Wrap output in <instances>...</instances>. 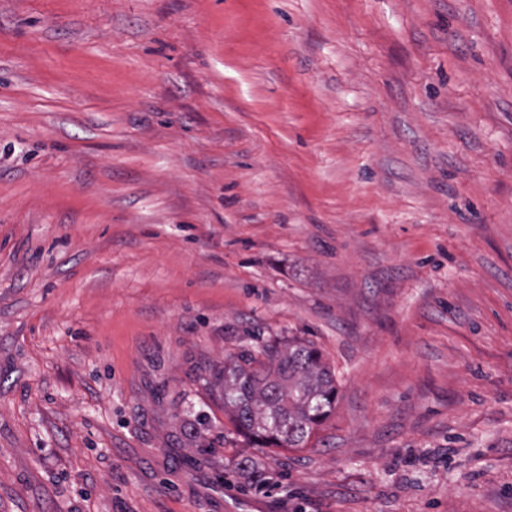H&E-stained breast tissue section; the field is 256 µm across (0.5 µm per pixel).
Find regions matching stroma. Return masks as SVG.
<instances>
[{"instance_id":"35a3bbf8","label":"stroma","mask_w":512,"mask_h":512,"mask_svg":"<svg viewBox=\"0 0 512 512\" xmlns=\"http://www.w3.org/2000/svg\"><path fill=\"white\" fill-rule=\"evenodd\" d=\"M0 512H512V0H0ZM212 380L222 385L224 413L235 432L252 448H303L336 406L334 374L302 343L243 349Z\"/></svg>"}]
</instances>
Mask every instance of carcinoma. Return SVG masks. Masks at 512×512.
I'll return each mask as SVG.
<instances>
[{
    "mask_svg": "<svg viewBox=\"0 0 512 512\" xmlns=\"http://www.w3.org/2000/svg\"><path fill=\"white\" fill-rule=\"evenodd\" d=\"M224 413L254 448H302L336 406L334 374L305 344L265 343L241 350L212 375Z\"/></svg>",
    "mask_w": 512,
    "mask_h": 512,
    "instance_id": "obj_1",
    "label": "carcinoma"
}]
</instances>
